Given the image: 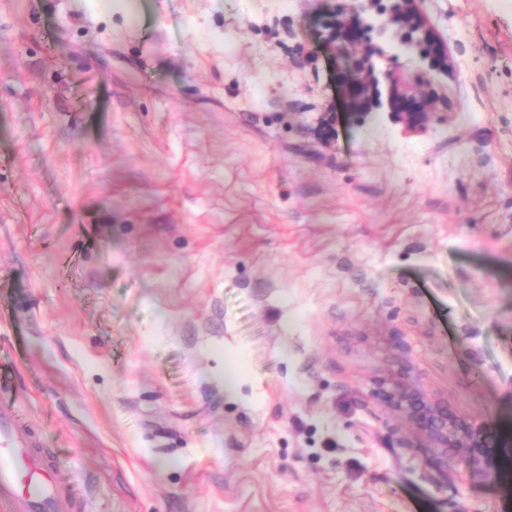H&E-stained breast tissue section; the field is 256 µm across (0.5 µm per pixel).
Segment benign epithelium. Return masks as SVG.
Here are the masks:
<instances>
[{
	"instance_id": "1",
	"label": "benign epithelium",
	"mask_w": 512,
	"mask_h": 512,
	"mask_svg": "<svg viewBox=\"0 0 512 512\" xmlns=\"http://www.w3.org/2000/svg\"><path fill=\"white\" fill-rule=\"evenodd\" d=\"M321 41L331 53L353 47L343 84L351 116L363 119L385 109L406 131L426 126L433 114V75L448 72V47L434 34L419 0H348L325 24ZM420 64L424 89L407 95L398 88L400 57ZM383 403L412 429L408 448H440L427 460L439 481L448 483V449H454L471 474L490 483L512 470V425L495 419H461L448 401L419 386L394 383L379 392Z\"/></svg>"
}]
</instances>
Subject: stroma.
Listing matches in <instances>:
<instances>
[{
    "label": "stroma",
    "instance_id": "1",
    "mask_svg": "<svg viewBox=\"0 0 512 512\" xmlns=\"http://www.w3.org/2000/svg\"><path fill=\"white\" fill-rule=\"evenodd\" d=\"M334 3L0 0V401L83 512L512 507L373 395L512 421V0H421L409 133ZM346 2L325 24L320 37L334 55L358 48L348 61L343 84L351 116L361 120L370 112L386 109L404 130L424 128L433 114V75L448 71V47L434 34L419 8L420 1ZM405 55H414L421 65L423 88L416 95L398 88V61ZM382 61L389 65L381 67Z\"/></svg>",
    "mask_w": 512,
    "mask_h": 512
}]
</instances>
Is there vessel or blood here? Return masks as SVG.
Here are the masks:
<instances>
[{
    "label": "vessel or blood",
    "instance_id": "vessel-or-blood-1",
    "mask_svg": "<svg viewBox=\"0 0 512 512\" xmlns=\"http://www.w3.org/2000/svg\"><path fill=\"white\" fill-rule=\"evenodd\" d=\"M0 503L9 512H79L55 478L53 455L23 432L16 410L0 403Z\"/></svg>",
    "mask_w": 512,
    "mask_h": 512
}]
</instances>
